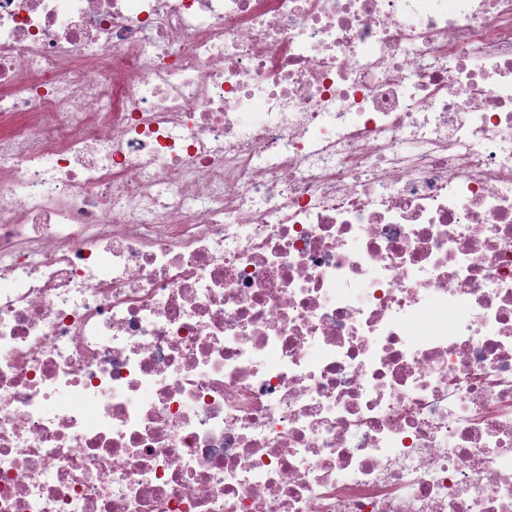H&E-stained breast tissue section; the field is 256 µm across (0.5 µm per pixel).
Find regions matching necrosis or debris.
<instances>
[{"mask_svg": "<svg viewBox=\"0 0 512 512\" xmlns=\"http://www.w3.org/2000/svg\"><path fill=\"white\" fill-rule=\"evenodd\" d=\"M0 512H512V0H0Z\"/></svg>", "mask_w": 512, "mask_h": 512, "instance_id": "1", "label": "necrosis or debris"}]
</instances>
